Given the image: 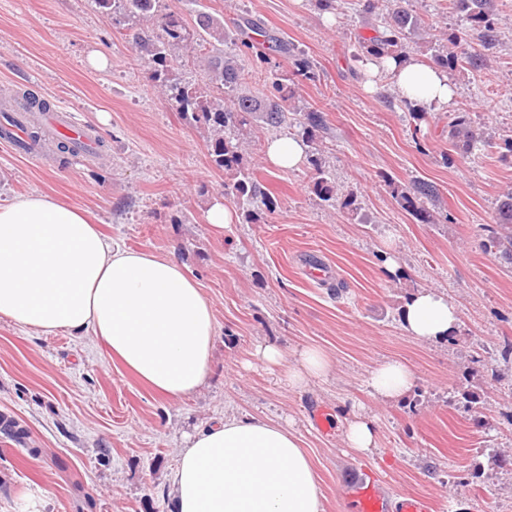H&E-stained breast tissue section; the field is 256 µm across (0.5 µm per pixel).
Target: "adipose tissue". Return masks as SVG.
Masks as SVG:
<instances>
[{
    "instance_id": "1",
    "label": "adipose tissue",
    "mask_w": 512,
    "mask_h": 512,
    "mask_svg": "<svg viewBox=\"0 0 512 512\" xmlns=\"http://www.w3.org/2000/svg\"><path fill=\"white\" fill-rule=\"evenodd\" d=\"M370 84L386 81L403 102L438 111L453 105L448 72L410 54L371 58ZM0 319L44 335L94 337L104 351L152 390L173 401L205 382L215 337L213 310L174 257L131 250L107 238L88 212L32 193L0 205ZM446 295L422 289L406 302L409 335L439 341L456 330ZM331 368L317 348L288 365L301 389ZM371 393L397 400L413 373L379 365ZM171 512H321L313 466L297 434L281 423L231 414L185 440L170 475Z\"/></svg>"
}]
</instances>
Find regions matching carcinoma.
Wrapping results in <instances>:
<instances>
[{
	"mask_svg": "<svg viewBox=\"0 0 512 512\" xmlns=\"http://www.w3.org/2000/svg\"><path fill=\"white\" fill-rule=\"evenodd\" d=\"M102 12L107 15L121 13L132 21L128 30L141 52L165 66L177 63L175 51L186 41L187 29L181 17L175 14L165 16L162 33L157 34L145 27V22L158 11L162 0H96ZM195 10L196 39L194 52L205 61V76L208 82L221 92L215 100H208L195 88L179 82L164 79L167 95L190 125L204 126L209 131L207 152L211 165L231 175L224 183V196L248 205L245 219L256 223L264 219V211L271 210L269 193L263 190L253 176L246 156L244 142L237 136L229 135L231 129L241 130L256 121L272 128L288 130V103L295 96V86L302 80L312 81L316 72L312 61L302 52L295 53L287 43L276 38L249 17H243L234 31L224 30V19L193 0ZM449 5L466 15L470 27L479 32L488 48L495 46L498 37L497 19L491 9L490 0H449ZM419 18L398 6L388 10L379 18L376 35L359 42L363 57L401 55L408 52V35L420 28ZM248 36L241 45L251 52L258 61L266 63L271 55L289 56L293 69L282 70L268 78L267 93L256 96L244 89L248 84L249 72L235 56L224 54V42L231 35ZM261 39H256V36ZM432 61L453 71L458 63L477 66L476 60L467 48V35L452 32L446 43L432 47ZM299 126L306 134V142L312 144L310 163L314 171V190L325 202L336 205V190L325 178L319 148L315 147L316 133L326 128L324 114L316 109L298 112ZM449 128L453 149L462 154L471 152L476 142V133L470 128L466 113L454 114ZM392 196L403 210L420 222H430L432 214L429 203H439L440 198L434 185L415 181L411 186L395 185ZM496 228L487 235L485 247L496 251L512 262V188L500 196L497 209Z\"/></svg>",
	"mask_w": 512,
	"mask_h": 512,
	"instance_id": "carcinoma-1",
	"label": "carcinoma"
}]
</instances>
